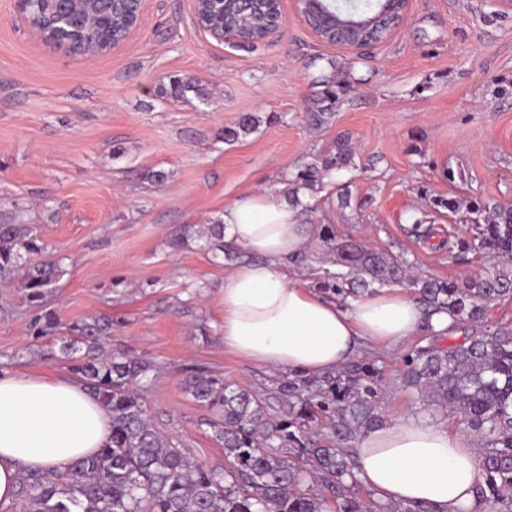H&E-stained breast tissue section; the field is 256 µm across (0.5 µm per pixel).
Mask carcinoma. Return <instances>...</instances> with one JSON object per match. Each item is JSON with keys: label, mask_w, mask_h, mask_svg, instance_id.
Here are the masks:
<instances>
[{"label": "carcinoma", "mask_w": 512, "mask_h": 512, "mask_svg": "<svg viewBox=\"0 0 512 512\" xmlns=\"http://www.w3.org/2000/svg\"><path fill=\"white\" fill-rule=\"evenodd\" d=\"M28 19L93 53L123 33L112 10H98L95 23L69 24L49 18L31 4ZM159 94L172 99L209 97L194 77L174 76ZM247 113L224 129V141L237 142L259 125ZM355 166L351 140L339 135L329 150L297 169L288 195L307 194V210L342 171ZM470 241L463 249L494 258L492 268L464 283L411 271L404 255L337 239L327 227L319 237L330 267L314 286L344 299L379 287L407 286L426 318L425 344L402 358L391 383L416 393V413L452 417L476 442L483 468L472 512H512V326L488 325V304L512 301V209L486 199L466 204ZM202 237L215 258L231 264L246 253L224 242L223 220L208 224ZM46 243L28 224H0V283L19 278L29 306L39 311L38 333L58 327L43 310L62 275L47 260ZM446 312L452 324L437 330L429 319ZM112 329L108 319L76 323V336L63 346L69 371L112 413V435L98 452L77 460L63 474L21 477V512H432L424 507L383 502L362 489L351 448L387 423L386 375L362 357L318 374H285L274 382L272 399L220 376L196 371L185 391L217 412L210 420L224 446V471L194 462L153 425L145 396L154 382L152 365L105 350Z\"/></svg>", "instance_id": "cac0c4a2"}]
</instances>
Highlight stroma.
<instances>
[{
	"label": "stroma",
	"mask_w": 512,
	"mask_h": 512,
	"mask_svg": "<svg viewBox=\"0 0 512 512\" xmlns=\"http://www.w3.org/2000/svg\"><path fill=\"white\" fill-rule=\"evenodd\" d=\"M265 42L204 33L192 0H145L127 41L95 55L43 44L0 0V222L32 225L64 274L47 297L62 327L36 335L20 282L0 284V373L67 374L66 324L106 317L108 349L151 362L155 427L205 467L224 469L213 414L182 387L195 371L263 393L278 370L224 347V281L196 226L276 188L350 134L356 166L315 224L407 254L418 272L462 280L489 263L461 249L462 215L439 197L512 204V11L496 0H411L402 26L361 53L319 41L294 0ZM192 76L208 100L159 96ZM331 124L315 125L321 109ZM257 130L228 143L240 115ZM161 171L163 182L151 174ZM431 228L417 238L414 222Z\"/></svg>",
	"instance_id": "stroma-1"
}]
</instances>
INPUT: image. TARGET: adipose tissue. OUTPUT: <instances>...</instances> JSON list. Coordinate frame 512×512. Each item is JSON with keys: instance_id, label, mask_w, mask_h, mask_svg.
Masks as SVG:
<instances>
[{"instance_id": "1", "label": "adipose tissue", "mask_w": 512, "mask_h": 512, "mask_svg": "<svg viewBox=\"0 0 512 512\" xmlns=\"http://www.w3.org/2000/svg\"><path fill=\"white\" fill-rule=\"evenodd\" d=\"M224 238L246 253L224 282V345L250 362L320 374L364 342L398 345L424 327L417 301L382 289L340 303L288 277L290 257L322 233L286 189H267L224 209ZM112 434V417L76 379L0 374V504L28 472L65 473ZM359 479L385 502L469 512L482 463L444 423L408 416L366 433L353 450Z\"/></svg>"}]
</instances>
